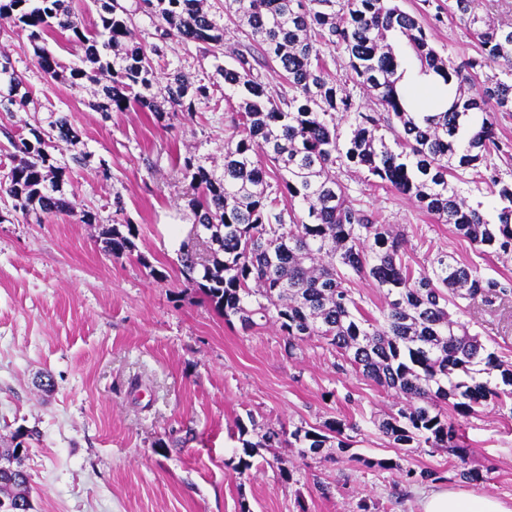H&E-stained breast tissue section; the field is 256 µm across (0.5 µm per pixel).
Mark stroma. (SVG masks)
Returning <instances> with one entry per match:
<instances>
[{"label":"stroma","instance_id":"stroma-1","mask_svg":"<svg viewBox=\"0 0 512 512\" xmlns=\"http://www.w3.org/2000/svg\"><path fill=\"white\" fill-rule=\"evenodd\" d=\"M418 17L436 50L454 60L475 55L474 40L447 12L422 0H398ZM17 73L38 101L65 112L87 148L106 161L110 179L72 168L71 215L13 214L0 224V446L27 430L25 460L33 512H421L434 488H466L512 506V421L494 405L462 419L473 464L472 484L448 470L446 452L396 448L372 420L393 403L339 357L312 340L289 349L274 323L243 330L225 320L180 273L179 246L193 216L176 159L199 149L222 160L224 133L237 98L216 91L194 121L164 127L137 108L102 120L90 89L44 82L27 34L0 29ZM352 196L383 224L407 234L413 266L438 251L512 276V260L482 257L451 225L439 223L394 190L341 173ZM121 192L137 235L136 252L120 258L99 248L119 223ZM482 341L512 360V302L474 305L461 313ZM55 387L43 392L38 378ZM356 425L354 445L300 457L287 445L259 447L268 430ZM255 421L241 433V425ZM255 443L252 468L238 474L243 441ZM392 459L395 470L362 458ZM434 470L438 481L411 479Z\"/></svg>","mask_w":512,"mask_h":512}]
</instances>
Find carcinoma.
Instances as JSON below:
<instances>
[{
	"instance_id": "carcinoma-1",
	"label": "carcinoma",
	"mask_w": 512,
	"mask_h": 512,
	"mask_svg": "<svg viewBox=\"0 0 512 512\" xmlns=\"http://www.w3.org/2000/svg\"><path fill=\"white\" fill-rule=\"evenodd\" d=\"M206 2L93 0L98 19L88 25L75 0H0V20L27 32L45 79L95 87L93 107L105 119L136 105L159 121L170 114L192 121L223 80L238 112L224 137L222 167L196 152L179 164L198 227L179 248L185 286L246 330L261 321L279 324L290 350L311 338L325 343L355 373L395 391L398 401L373 420L394 447L442 449L455 477L480 481L450 414L467 417L482 403L512 401V362L456 314L465 303L511 301L512 278L485 274L448 252L413 268L405 234L376 223L337 170L353 168L408 197L482 255L511 256L512 182L489 177L499 200L493 222L481 205L468 203L459 184L492 152L508 155L496 138L495 114L512 112V23L478 15L475 0H448V15L479 49L456 62L436 51L397 0H224L222 15ZM225 15L245 25L241 33L252 42L234 54L237 66L218 64L213 74L193 79L171 66L165 47L173 40L219 59ZM141 16L151 22L150 42L137 37ZM57 31L69 32L79 62L65 65L48 49L46 37ZM393 35L405 38L420 73L452 90L446 110L410 111L398 88L405 68L388 42ZM324 46L344 52L345 78H329ZM254 47L279 69L282 87L270 88L254 73ZM3 63L0 112L24 110L32 92L5 53ZM162 79L159 97L154 89ZM477 80L480 91L473 94ZM350 82L372 97V107L357 103ZM346 119L352 131L342 142ZM4 136L12 166L0 176V191L14 212L99 223L96 213L75 211L64 189L71 166L86 168L92 159L67 115L49 107L27 133ZM270 167L277 173L273 185ZM135 237L134 225L114 224L100 243L119 257L135 251ZM355 276L383 293L379 316L355 299ZM344 430L339 421L323 430L300 426L290 433L292 446L304 458L333 446L344 450L353 444ZM29 479L15 449L0 448V500L8 507L0 512H32Z\"/></svg>"
}]
</instances>
